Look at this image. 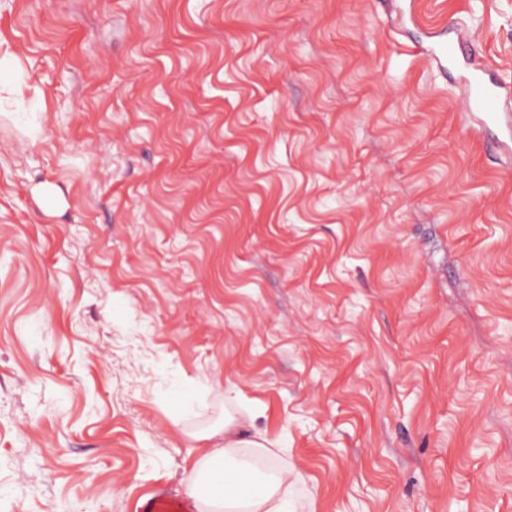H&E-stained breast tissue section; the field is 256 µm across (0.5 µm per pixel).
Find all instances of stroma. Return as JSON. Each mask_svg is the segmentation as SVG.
<instances>
[{
	"mask_svg": "<svg viewBox=\"0 0 512 512\" xmlns=\"http://www.w3.org/2000/svg\"><path fill=\"white\" fill-rule=\"evenodd\" d=\"M512 0H0V512L187 497L250 415L298 512H512ZM418 50L427 58H446L448 61H455L460 57L466 59L468 66L463 75L466 112L480 114L485 122L498 123L503 119L508 129L512 128L511 113L505 112L503 108V103L512 97V83L500 80L475 55L468 53L465 41L459 33L448 42L421 46Z\"/></svg>",
	"mask_w": 512,
	"mask_h": 512,
	"instance_id": "stroma-1",
	"label": "stroma"
}]
</instances>
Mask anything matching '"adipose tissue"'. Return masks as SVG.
Masks as SVG:
<instances>
[{
  "label": "adipose tissue",
  "instance_id": "1",
  "mask_svg": "<svg viewBox=\"0 0 512 512\" xmlns=\"http://www.w3.org/2000/svg\"><path fill=\"white\" fill-rule=\"evenodd\" d=\"M244 422L225 420L219 441L205 449L189 475V493L197 506L213 512H296L288 496L295 471L268 460L258 467L251 453L268 452L274 438L264 433L245 436Z\"/></svg>",
  "mask_w": 512,
  "mask_h": 512
}]
</instances>
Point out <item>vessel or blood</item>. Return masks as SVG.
<instances>
[{
    "instance_id": "vessel-or-blood-1",
    "label": "vessel or blood",
    "mask_w": 512,
    "mask_h": 512,
    "mask_svg": "<svg viewBox=\"0 0 512 512\" xmlns=\"http://www.w3.org/2000/svg\"><path fill=\"white\" fill-rule=\"evenodd\" d=\"M419 52L427 58L450 61L465 58L468 63L463 75L466 111L479 114L489 122H504L512 128V114L503 108L504 102L512 99V83L500 80L475 55L469 54L463 38L423 46ZM139 512H191V505L181 497L160 490L140 504Z\"/></svg>"
}]
</instances>
